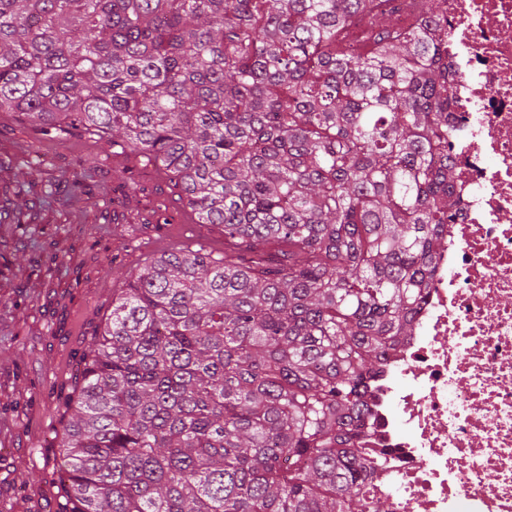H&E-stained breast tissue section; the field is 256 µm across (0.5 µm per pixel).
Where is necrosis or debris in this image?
I'll return each instance as SVG.
<instances>
[{
	"label": "necrosis or debris",
	"instance_id": "necrosis-or-debris-1",
	"mask_svg": "<svg viewBox=\"0 0 512 512\" xmlns=\"http://www.w3.org/2000/svg\"><path fill=\"white\" fill-rule=\"evenodd\" d=\"M461 207L411 336L380 366L366 499L393 512H512V0H442Z\"/></svg>",
	"mask_w": 512,
	"mask_h": 512
}]
</instances>
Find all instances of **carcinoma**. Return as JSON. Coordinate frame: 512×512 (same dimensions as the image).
<instances>
[{
	"instance_id": "cac0c4a2",
	"label": "carcinoma",
	"mask_w": 512,
	"mask_h": 512,
	"mask_svg": "<svg viewBox=\"0 0 512 512\" xmlns=\"http://www.w3.org/2000/svg\"><path fill=\"white\" fill-rule=\"evenodd\" d=\"M384 2L0 0V112L145 158L224 231V255L162 254L112 300L58 512H381L367 380L458 205L438 0L344 47ZM46 183L31 166L18 193ZM0 203L13 232L38 223Z\"/></svg>"
}]
</instances>
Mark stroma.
Listing matches in <instances>:
<instances>
[{
  "label": "stroma",
  "instance_id": "stroma-1",
  "mask_svg": "<svg viewBox=\"0 0 512 512\" xmlns=\"http://www.w3.org/2000/svg\"><path fill=\"white\" fill-rule=\"evenodd\" d=\"M25 127L29 150L12 168L23 181L28 160L52 168L60 180L91 175L92 199L75 203L86 221L74 223L57 203L43 199L44 221L32 238L0 241L11 269L0 276V433L13 443L0 452V512H56L62 495L64 464L59 450L68 422L63 402L72 394L80 358L112 311V300L128 287L132 274L151 259L190 244L220 253L224 244L208 224H171L166 237L155 229L132 232L127 224H101L97 218L119 179L108 158L87 138H43L15 112H0V141ZM56 253L55 290L31 276L30 260L39 249ZM110 263H100L99 254ZM82 264L79 285L63 268Z\"/></svg>",
  "mask_w": 512,
  "mask_h": 512
}]
</instances>
